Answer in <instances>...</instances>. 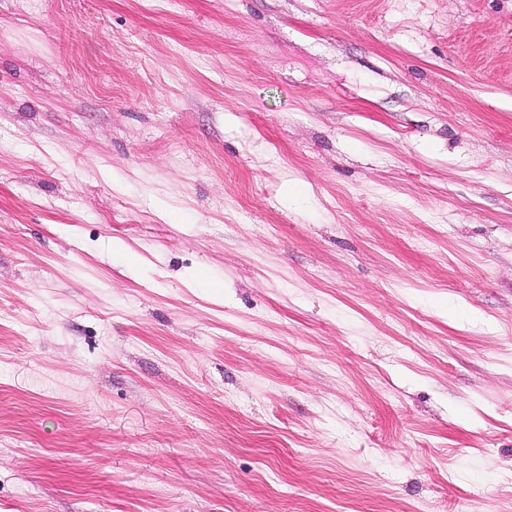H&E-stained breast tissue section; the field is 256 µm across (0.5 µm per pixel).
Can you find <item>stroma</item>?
I'll list each match as a JSON object with an SVG mask.
<instances>
[{"label":"stroma","mask_w":512,"mask_h":512,"mask_svg":"<svg viewBox=\"0 0 512 512\" xmlns=\"http://www.w3.org/2000/svg\"><path fill=\"white\" fill-rule=\"evenodd\" d=\"M0 512H512V0H0Z\"/></svg>","instance_id":"1"}]
</instances>
